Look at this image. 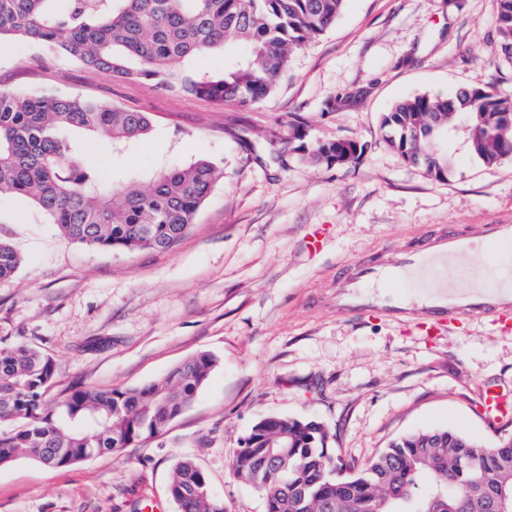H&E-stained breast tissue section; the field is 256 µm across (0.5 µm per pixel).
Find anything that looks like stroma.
<instances>
[{"label": "stroma", "mask_w": 512, "mask_h": 512, "mask_svg": "<svg viewBox=\"0 0 512 512\" xmlns=\"http://www.w3.org/2000/svg\"><path fill=\"white\" fill-rule=\"evenodd\" d=\"M496 0H347L335 25L299 49L288 80L257 104L189 98L115 80L16 42L0 49V88L52 91L151 113L149 136L109 156L86 136L87 159L129 182L166 162L206 158L224 177L171 251L132 255L72 242L35 204L0 193V239L22 257L0 281V346L30 345L55 363L47 393L139 387L201 351L217 365L168 428L68 468L22 457L0 466V512H179L168 485L179 459L207 474L227 512H264L262 492L231 461L270 415L314 418L336 434L333 453L363 465L393 439L452 428L487 446L512 437L477 408L478 393L512 391V332L477 318L453 333L336 311L338 267L403 249L432 227L477 237L512 224V159L488 168L462 132L446 140L452 166L438 182L392 149L381 116L400 100L449 96L512 63L493 25ZM351 93L327 112L331 97ZM353 139L354 164L303 159L289 140ZM277 139L276 149L267 142ZM325 234L309 248L307 234Z\"/></svg>", "instance_id": "stroma-1"}]
</instances>
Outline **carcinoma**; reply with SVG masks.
Listing matches in <instances>:
<instances>
[{
	"instance_id": "cac0c4a2",
	"label": "carcinoma",
	"mask_w": 512,
	"mask_h": 512,
	"mask_svg": "<svg viewBox=\"0 0 512 512\" xmlns=\"http://www.w3.org/2000/svg\"><path fill=\"white\" fill-rule=\"evenodd\" d=\"M346 0H0V47L17 39L41 45L113 78L152 82L216 103H257L275 91L301 47L336 22ZM497 38L512 55V0H497ZM224 53L216 72L179 75L176 61ZM464 124L466 151L487 167L512 158V95L496 79L449 98L420 94L382 118L388 143L405 161L447 179L442 147ZM150 113L79 96L0 90V191L33 201L60 232L81 245L116 253L167 252L189 232L223 172L210 160L158 165L127 184L83 158L71 133L110 139L112 152L149 134ZM355 163V140L300 144L317 163L336 164V148ZM22 259L0 240V280ZM216 364L200 352L162 380L141 387L76 389L45 399L52 358L24 345L0 347V465L26 455L69 467L156 436L185 412ZM319 421L268 416L240 440L235 474L265 495V512H512V437L480 445L431 429L390 442L366 465L336 457ZM180 512H226L206 474L176 464L170 483Z\"/></svg>"
}]
</instances>
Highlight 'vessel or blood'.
Masks as SVG:
<instances>
[{
  "instance_id": "obj_1",
  "label": "vessel or blood",
  "mask_w": 512,
  "mask_h": 512,
  "mask_svg": "<svg viewBox=\"0 0 512 512\" xmlns=\"http://www.w3.org/2000/svg\"><path fill=\"white\" fill-rule=\"evenodd\" d=\"M512 242V224H491L482 241L451 232L435 238H414L402 252L365 258L347 269L336 282V309L364 316L381 313L395 322H416L434 329L455 327L481 316L512 328V254L502 253ZM468 258L452 270L445 256ZM464 286L442 289L448 275ZM478 408L495 423L512 420V396L484 388Z\"/></svg>"
}]
</instances>
